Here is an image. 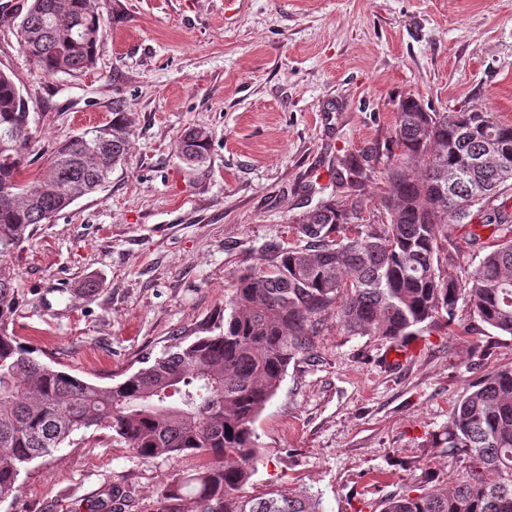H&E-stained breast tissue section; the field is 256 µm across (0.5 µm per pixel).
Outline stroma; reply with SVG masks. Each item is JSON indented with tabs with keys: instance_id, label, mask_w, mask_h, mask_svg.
Instances as JSON below:
<instances>
[{
	"instance_id": "stroma-1",
	"label": "stroma",
	"mask_w": 512,
	"mask_h": 512,
	"mask_svg": "<svg viewBox=\"0 0 512 512\" xmlns=\"http://www.w3.org/2000/svg\"><path fill=\"white\" fill-rule=\"evenodd\" d=\"M29 2L0 0V71L35 120L22 181L43 176L59 142L111 121L115 103L131 118L106 187L8 262L15 336L101 386L177 338L218 334L238 276L270 247L301 245L297 222L318 203L371 215L406 97L512 123V0H99L96 63L79 77L26 60ZM192 128L210 136L195 170L175 153ZM353 161L375 172L358 190ZM508 367L512 336L464 303L452 327L397 340L347 335L327 315L253 423L260 462L245 491L304 487L325 512H380L388 494L447 486L463 469L444 444L455 403ZM200 462L145 458L93 427L33 461L0 512H87L113 483L130 512H159L162 484Z\"/></svg>"
}]
</instances>
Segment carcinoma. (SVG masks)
I'll return each instance as SVG.
<instances>
[{
    "mask_svg": "<svg viewBox=\"0 0 512 512\" xmlns=\"http://www.w3.org/2000/svg\"><path fill=\"white\" fill-rule=\"evenodd\" d=\"M104 18L98 0H30L17 26L28 61L43 74L78 76L96 60ZM27 101L0 72V498L18 476L78 431L104 426L137 455L206 462L170 479L160 512H324L309 491L243 487L260 461L252 425L288 365L314 351L322 315L336 311L347 334L398 339L449 326L457 303L512 336V211L492 206L512 187V123L489 112H436L407 97L387 146V194L372 217L330 199L298 220L305 245L274 248L265 267L241 274L232 311L215 336L172 345L112 387L43 362L9 332L15 286L8 260L76 200L103 189L127 155L129 113L84 130L51 154L43 181L18 177L32 139ZM209 135L186 132L176 155L202 165ZM468 227L474 245L492 228L498 244L459 283L440 266L441 239ZM351 235L335 238L341 230ZM448 456L464 463L447 488L388 495L381 512H512V369L471 383L446 431Z\"/></svg>",
    "mask_w": 512,
    "mask_h": 512,
    "instance_id": "cac0c4a2",
    "label": "carcinoma"
}]
</instances>
